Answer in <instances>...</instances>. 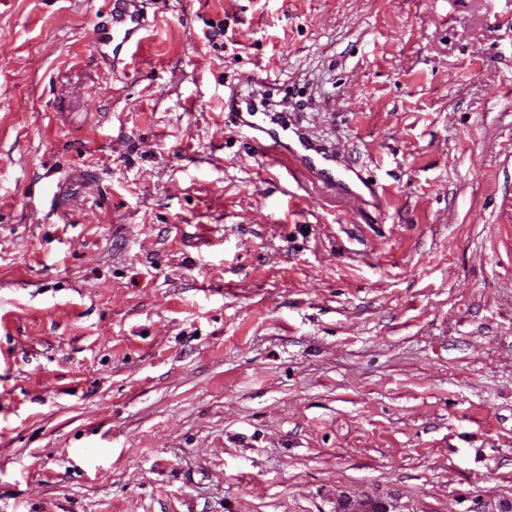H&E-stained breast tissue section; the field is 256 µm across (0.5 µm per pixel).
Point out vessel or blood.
I'll list each match as a JSON object with an SVG mask.
<instances>
[{
  "instance_id": "vessel-or-blood-1",
  "label": "vessel or blood",
  "mask_w": 512,
  "mask_h": 512,
  "mask_svg": "<svg viewBox=\"0 0 512 512\" xmlns=\"http://www.w3.org/2000/svg\"><path fill=\"white\" fill-rule=\"evenodd\" d=\"M141 0H107L111 22L100 27L94 40L98 53L106 50L120 52L123 47L139 45L148 21L141 11ZM231 109L242 127L254 137L263 138L269 156L291 172L308 171L328 185L336 181L360 184L364 178L360 171L349 169L344 175L336 173V157L321 145L305 137L299 129L289 128L280 113L260 108L253 98L232 97Z\"/></svg>"
}]
</instances>
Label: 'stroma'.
Returning <instances> with one entry per match:
<instances>
[{
  "label": "stroma",
  "instance_id": "stroma-1",
  "mask_svg": "<svg viewBox=\"0 0 512 512\" xmlns=\"http://www.w3.org/2000/svg\"><path fill=\"white\" fill-rule=\"evenodd\" d=\"M142 5L0 0V512H512V0ZM111 15V23L100 27L95 34V50L106 56L112 47V59L119 55L124 46H138L143 31L149 23L139 4L141 0H105ZM118 52V55H116ZM230 104L239 124L253 134L252 138H263L269 156L276 158L288 172H311L335 188L336 182L344 185L361 184L370 194L379 196L378 188L366 182L360 171L355 169H347L342 175L343 179L336 180L335 155L305 137L301 130H290L281 116L282 112H269L260 108L252 97L233 96Z\"/></svg>",
  "mask_w": 512,
  "mask_h": 512
}]
</instances>
